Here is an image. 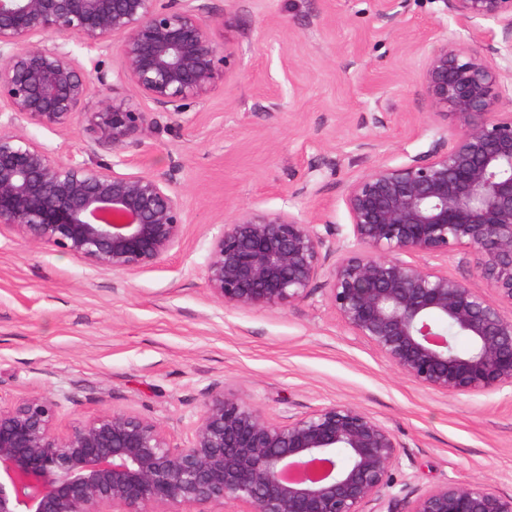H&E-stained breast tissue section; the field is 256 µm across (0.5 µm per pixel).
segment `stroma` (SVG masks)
<instances>
[{"label":"stroma","mask_w":512,"mask_h":512,"mask_svg":"<svg viewBox=\"0 0 512 512\" xmlns=\"http://www.w3.org/2000/svg\"><path fill=\"white\" fill-rule=\"evenodd\" d=\"M214 35L236 67L181 118L144 104L141 170L168 173L185 212L181 244L157 267L112 272L0 227V402L60 401L66 429L108 409L151 417L185 445L208 387L269 417L350 403L400 446L390 496L449 481L512 491V387L444 395L354 340L325 301L228 309L206 283L213 235L246 207L346 225L344 184L428 150L436 123L418 73L441 36L462 35L444 0H210ZM92 85L67 130L16 121L52 154L111 161L87 115L110 99ZM361 140L372 142L358 149ZM306 194H295L299 183Z\"/></svg>","instance_id":"35a3bbf8"}]
</instances>
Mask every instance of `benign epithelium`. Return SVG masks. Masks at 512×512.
Returning <instances> with one entry per match:
<instances>
[{"instance_id": "7a95c632", "label": "benign epithelium", "mask_w": 512, "mask_h": 512, "mask_svg": "<svg viewBox=\"0 0 512 512\" xmlns=\"http://www.w3.org/2000/svg\"><path fill=\"white\" fill-rule=\"evenodd\" d=\"M467 40L440 38L419 78L434 110L429 149L348 182L350 234L289 211L243 208L212 237L205 266L229 309L287 306L325 278V300L357 340L401 374L443 394L512 387V0H445ZM492 20L501 34L486 30ZM55 35L90 49L121 40L120 64L83 69ZM216 41L209 0H0V115L65 130L91 84L112 101L89 113L110 163L48 149L0 123V226L92 266L155 267L184 235L164 173L134 171L146 147L148 102L180 116L233 71ZM130 169L118 173L115 167ZM467 248L484 290L430 260ZM465 336L460 352L441 327ZM60 403L0 405V512H512V493L445 482L384 498L399 445L353 404L279 420L211 387L184 447L156 420L104 411L64 431ZM345 460L336 461V450Z\"/></svg>"}]
</instances>
